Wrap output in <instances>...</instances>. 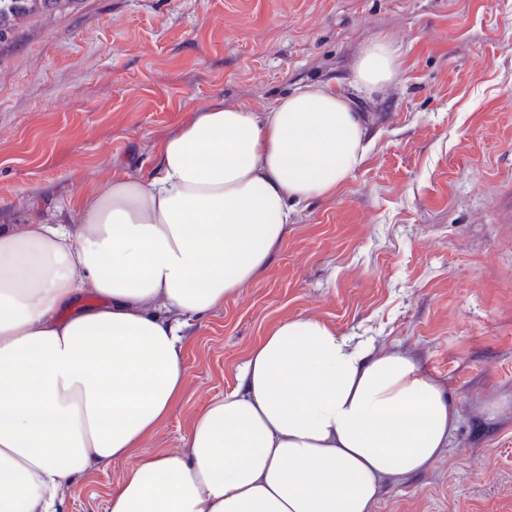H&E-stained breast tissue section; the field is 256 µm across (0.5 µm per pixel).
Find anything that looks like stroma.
Here are the masks:
<instances>
[{
	"label": "stroma",
	"instance_id": "obj_1",
	"mask_svg": "<svg viewBox=\"0 0 512 512\" xmlns=\"http://www.w3.org/2000/svg\"><path fill=\"white\" fill-rule=\"evenodd\" d=\"M377 39L401 70L368 93L353 69ZM307 85L368 113V153L298 206L262 278L186 329L183 394L141 451L181 450L268 328L313 316L412 355L457 413L439 460L387 477L373 512H512V0H68L0 41V224L147 176L191 108ZM124 468L62 512H105Z\"/></svg>",
	"mask_w": 512,
	"mask_h": 512
}]
</instances>
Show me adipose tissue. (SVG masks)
I'll return each instance as SVG.
<instances>
[{
  "label": "adipose tissue",
  "instance_id": "1",
  "mask_svg": "<svg viewBox=\"0 0 512 512\" xmlns=\"http://www.w3.org/2000/svg\"><path fill=\"white\" fill-rule=\"evenodd\" d=\"M399 73L378 40L354 83ZM367 131L328 86L197 107L149 177L113 173L62 220L0 224V512H61L74 482L167 420L185 329L267 270L297 205L342 189ZM455 423L411 355L285 317L195 412L181 452L123 471L106 512H372L383 480L431 468Z\"/></svg>",
  "mask_w": 512,
  "mask_h": 512
}]
</instances>
